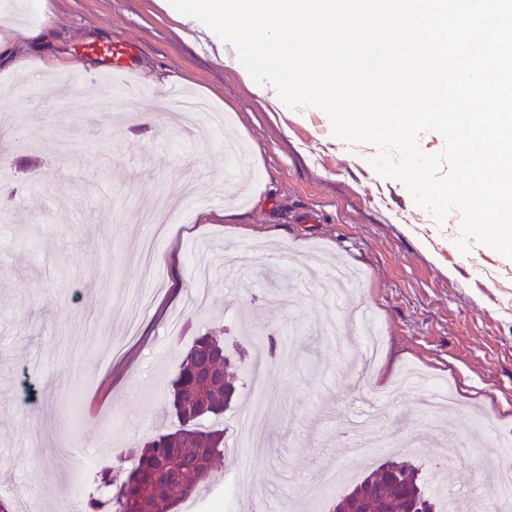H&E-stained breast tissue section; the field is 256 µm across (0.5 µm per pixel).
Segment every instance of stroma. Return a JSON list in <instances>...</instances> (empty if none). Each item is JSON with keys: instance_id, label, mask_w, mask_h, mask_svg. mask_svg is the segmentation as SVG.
<instances>
[{"instance_id": "stroma-1", "label": "stroma", "mask_w": 512, "mask_h": 512, "mask_svg": "<svg viewBox=\"0 0 512 512\" xmlns=\"http://www.w3.org/2000/svg\"><path fill=\"white\" fill-rule=\"evenodd\" d=\"M50 29L57 71L49 94L0 70V496L14 512L84 508L115 452L159 429L183 353L203 334L223 337L240 373L224 413L227 434L263 417L257 449L216 462L225 484L264 487L234 512H277L289 496L303 512H327L322 479L365 463L344 428L379 387L394 388L377 441L417 436L422 476L450 472L453 491L473 490L485 464L478 446L512 435V262L473 241L461 252V216L444 222L405 185L381 176L377 146L335 137L326 113L279 108L247 72L217 60L223 45L196 30L170 0H36ZM135 49L134 88L119 111L105 97L95 46ZM182 90L215 103L223 129L182 143L165 110L146 105ZM205 206L173 224L155 255L158 287L136 336L99 361L119 335L139 276L149 211L183 205L186 182ZM239 212L238 223L226 213ZM264 265L240 268L245 244ZM372 310L383 357L366 367L345 337V310ZM265 394L246 375L267 338ZM457 381L463 462L448 469L447 439L422 418L427 388H397L405 368ZM79 443L88 468L59 467L58 449Z\"/></svg>"}]
</instances>
